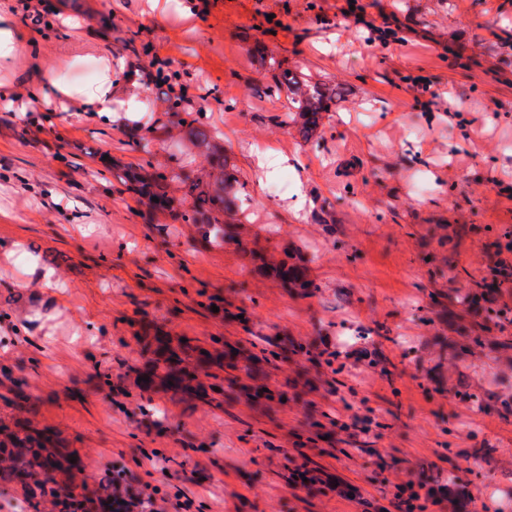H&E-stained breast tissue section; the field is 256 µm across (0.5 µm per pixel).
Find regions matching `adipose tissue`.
<instances>
[{
    "label": "adipose tissue",
    "mask_w": 512,
    "mask_h": 512,
    "mask_svg": "<svg viewBox=\"0 0 512 512\" xmlns=\"http://www.w3.org/2000/svg\"><path fill=\"white\" fill-rule=\"evenodd\" d=\"M32 43L30 29L21 24L11 11L0 9V68L14 70L18 53ZM126 77L123 62L113 61L111 54L107 53L102 57V75L95 85L75 88L46 71L29 89L28 95L48 107L59 109L67 104L74 111L94 118L108 117L113 112V90Z\"/></svg>",
    "instance_id": "obj_1"
}]
</instances>
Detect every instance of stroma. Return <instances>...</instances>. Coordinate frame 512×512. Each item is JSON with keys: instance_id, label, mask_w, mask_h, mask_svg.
<instances>
[{"instance_id": "stroma-1", "label": "stroma", "mask_w": 512, "mask_h": 512, "mask_svg": "<svg viewBox=\"0 0 512 512\" xmlns=\"http://www.w3.org/2000/svg\"><path fill=\"white\" fill-rule=\"evenodd\" d=\"M57 2L0 0L35 34L18 71L87 87L108 51L135 86L108 121L0 103V242L18 246L0 272V426L50 429L89 490L119 471L191 512H386L410 472L462 492L459 512H512V282L491 275L512 258V0H75V57ZM284 68L345 90L314 139L285 122ZM177 100L221 134L238 242L146 223L112 174L184 163ZM247 249L303 252L314 289L286 291ZM148 329L257 360L200 368L204 402L146 391ZM283 343L302 351L276 358ZM302 467L312 491L289 485Z\"/></svg>"}]
</instances>
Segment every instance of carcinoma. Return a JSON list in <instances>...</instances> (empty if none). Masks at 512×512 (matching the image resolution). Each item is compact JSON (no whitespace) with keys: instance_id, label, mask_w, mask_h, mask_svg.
Instances as JSON below:
<instances>
[{"instance_id":"obj_1","label":"carcinoma","mask_w":512,"mask_h":512,"mask_svg":"<svg viewBox=\"0 0 512 512\" xmlns=\"http://www.w3.org/2000/svg\"><path fill=\"white\" fill-rule=\"evenodd\" d=\"M286 87L293 111L288 113L291 121L299 124V133L306 141L316 135L319 128L321 113L326 107L336 103V90L319 83L311 84L303 77L284 70L277 79V87ZM203 113L188 121L181 117L178 106H173L170 122L187 128L189 141L205 154L210 171L208 179L183 165L176 171L167 172L158 169L153 172L141 173L135 169L115 167L114 175L120 180L131 183L132 189L144 199L147 207L143 217L152 222L156 212L168 210L176 220L198 227L202 240L210 244H221L237 240L236 225L233 214L237 207V196L232 193L231 181L234 176L226 172V160L221 146L216 143L218 132L210 124L201 121ZM177 181L184 186L185 193L180 204H189L183 211L174 208L175 199L169 196V181ZM158 201H152V198ZM295 262L287 265L281 263L274 270L281 280L283 288L291 291L295 288L308 289L314 283L305 279L308 259L302 252L294 256ZM192 350L189 342H178L177 346L164 343L155 336L143 337L142 352L160 353V357L149 361L138 369V375L149 378L142 382L149 389L155 378L159 377L166 384V389L183 398L200 395L197 386L193 385L196 377L183 366V355ZM232 362L229 366L248 357L241 351L230 349L227 352L206 354L209 362L224 365V356ZM0 453L6 455L9 465L0 470V483L3 485L19 484L26 491V502L34 512H39L41 501L37 499L35 490L43 486L56 484L54 473L61 469L65 453L56 448L52 438L42 432L28 434L23 438L9 437V443L0 441Z\"/></svg>"}]
</instances>
